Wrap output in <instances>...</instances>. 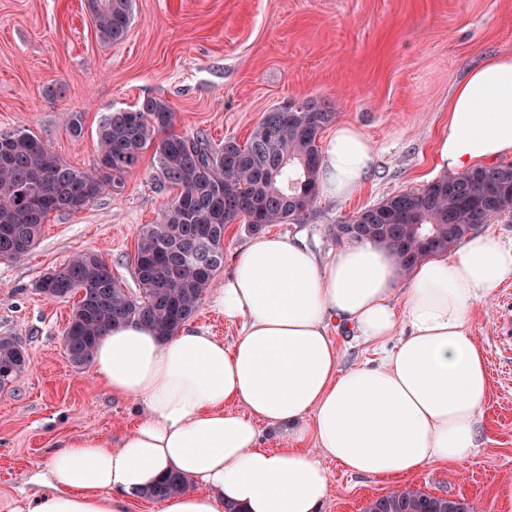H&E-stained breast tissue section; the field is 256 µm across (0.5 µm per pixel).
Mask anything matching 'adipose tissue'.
<instances>
[{
    "label": "adipose tissue",
    "instance_id": "obj_1",
    "mask_svg": "<svg viewBox=\"0 0 512 512\" xmlns=\"http://www.w3.org/2000/svg\"><path fill=\"white\" fill-rule=\"evenodd\" d=\"M434 155L461 173L512 158V53L472 68L448 98ZM374 150L337 126L322 151L319 188L351 197ZM512 282V243L485 232L402 273L394 253L354 241L318 258L278 236L238 255L212 298L241 331L232 346L190 327L163 338L130 321L97 341L91 365L139 418L119 443L60 440L12 512H128L130 496L179 473L192 487L160 512H321L332 492L323 458L347 472L401 478L476 456L487 393L483 350L468 323L475 305ZM380 348L339 367L330 324ZM287 428L265 447L258 422Z\"/></svg>",
    "mask_w": 512,
    "mask_h": 512
}]
</instances>
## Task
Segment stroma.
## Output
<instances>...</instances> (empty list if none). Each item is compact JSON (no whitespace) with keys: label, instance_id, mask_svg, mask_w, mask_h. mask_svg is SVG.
<instances>
[{"label":"stroma","instance_id":"35a3bbf8","mask_svg":"<svg viewBox=\"0 0 512 512\" xmlns=\"http://www.w3.org/2000/svg\"><path fill=\"white\" fill-rule=\"evenodd\" d=\"M502 51L512 52V0H133L128 34L110 45L98 40L85 0H0V131H31L67 164L89 169L103 116L148 97L169 104L172 133L201 132L216 146L246 142L282 102L329 101L336 124L359 128L375 151L364 184L347 199L319 195L304 222L264 228L324 257L338 249L332 229L345 217L442 177L433 143L448 122V97L471 68ZM50 86L60 95L47 96ZM66 112L82 113L81 138L71 136ZM173 195L145 152L121 193L50 214L35 249L0 260V337L19 340L30 361L0 389V512L32 492L30 477L56 441H116L137 418L90 366L70 361L64 334L74 303L40 293L39 280L95 251L136 293L139 228L156 223ZM508 314L512 283L469 319L489 382L472 463L379 479L349 475L327 458L333 493L323 512H363L406 486L464 499L472 512H512L498 494L512 481V344L498 334Z\"/></svg>","mask_w":512,"mask_h":512}]
</instances>
